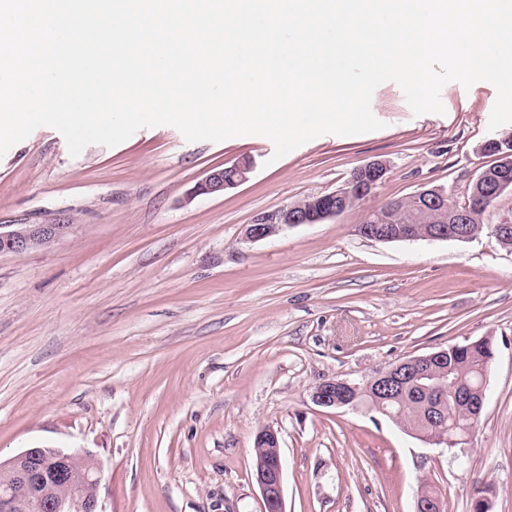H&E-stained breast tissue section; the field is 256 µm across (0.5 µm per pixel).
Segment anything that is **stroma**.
<instances>
[{
  "label": "stroma",
  "instance_id": "1",
  "mask_svg": "<svg viewBox=\"0 0 512 512\" xmlns=\"http://www.w3.org/2000/svg\"><path fill=\"white\" fill-rule=\"evenodd\" d=\"M497 91L441 90L414 114L379 85L380 130L325 134L282 158L258 135L187 142L143 128L70 156L41 126L0 157V224H67L52 246L0 256V458L33 446L86 449L104 512H261L256 433L273 428L286 512H414L420 483L447 512L482 489L512 512V248L374 242L358 206L256 243L246 224L335 190L387 160L379 206L441 185L465 200L487 164ZM250 158L248 180L190 197L211 168ZM492 338L485 407L464 463L379 414L322 408L319 383L455 343Z\"/></svg>",
  "mask_w": 512,
  "mask_h": 512
}]
</instances>
